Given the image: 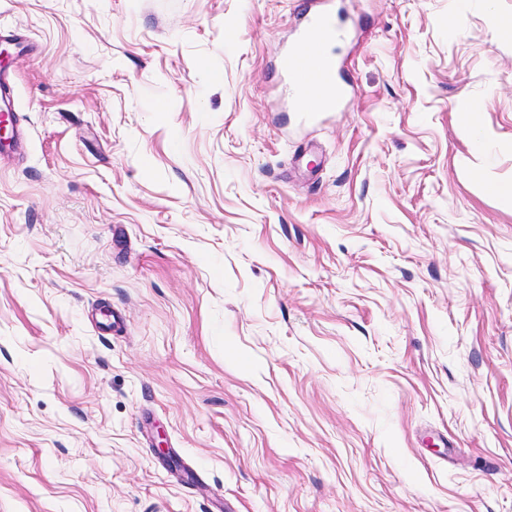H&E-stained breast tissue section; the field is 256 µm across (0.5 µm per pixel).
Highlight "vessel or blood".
Masks as SVG:
<instances>
[{
	"label": "vessel or blood",
	"instance_id": "obj_1",
	"mask_svg": "<svg viewBox=\"0 0 512 512\" xmlns=\"http://www.w3.org/2000/svg\"><path fill=\"white\" fill-rule=\"evenodd\" d=\"M342 36L340 28L326 15L312 13L307 17L302 50L290 51L282 61V69L299 96L317 94L322 100V111L335 110L344 97L345 89L336 81V65L322 51L326 40Z\"/></svg>",
	"mask_w": 512,
	"mask_h": 512
}]
</instances>
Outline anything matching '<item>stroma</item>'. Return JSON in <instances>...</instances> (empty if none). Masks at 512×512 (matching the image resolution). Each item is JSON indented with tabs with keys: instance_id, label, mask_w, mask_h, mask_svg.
Returning a JSON list of instances; mask_svg holds the SVG:
<instances>
[{
	"instance_id": "35a3bbf8",
	"label": "stroma",
	"mask_w": 512,
	"mask_h": 512,
	"mask_svg": "<svg viewBox=\"0 0 512 512\" xmlns=\"http://www.w3.org/2000/svg\"><path fill=\"white\" fill-rule=\"evenodd\" d=\"M324 7L311 120L281 58ZM0 29V512H512V0Z\"/></svg>"
}]
</instances>
